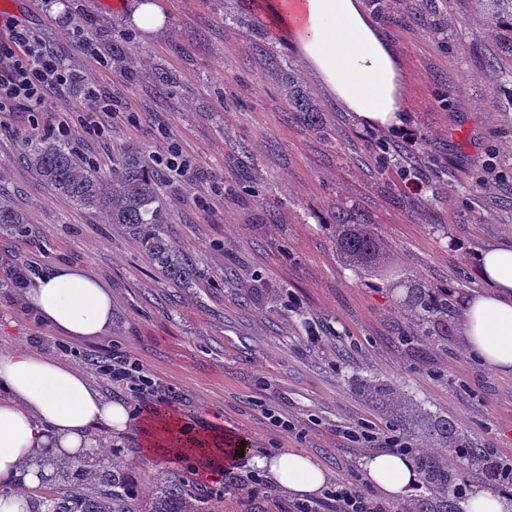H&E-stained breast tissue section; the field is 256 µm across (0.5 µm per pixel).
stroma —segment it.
Segmentation results:
<instances>
[{"instance_id":"obj_1","label":"stroma","mask_w":512,"mask_h":512,"mask_svg":"<svg viewBox=\"0 0 512 512\" xmlns=\"http://www.w3.org/2000/svg\"><path fill=\"white\" fill-rule=\"evenodd\" d=\"M167 23L147 35L123 9L101 0H13L11 17L38 31L67 62L86 57L72 29L101 30L97 46H119L136 62L129 79L89 64L101 93L120 95L115 113H87L65 93L44 109L0 113V193L33 228L30 240L0 238V262H22L28 277L59 264L90 271L112 291L111 331L75 341L43 323L24 294L0 288V351L29 348L82 365L90 354L140 360L155 392L115 393L135 415L174 411L206 429L210 447L244 439L251 455L301 448L328 470L330 482L357 484L387 512H410L433 495L419 483L392 500L371 485L363 464L378 443L351 430L390 435L389 418L368 404L354 378L388 380L431 416L456 423L471 447L512 463V374L491 371L466 350L460 303L481 291L480 251L512 238V68L487 69L496 48L471 0H401L394 17H376L398 51L405 128L420 134L422 189H407L396 168L382 169L374 139L400 146L389 129L363 122L327 94L287 34L271 37L268 0H160ZM241 17L225 23V13ZM450 24L447 35L430 27ZM288 57L301 88L323 111L330 141L288 104L266 55ZM173 78L158 92L155 77ZM67 121V142L102 169L126 152L146 156L179 143L196 178H162L171 210L165 231L204 269L176 288L139 244L100 217L52 194L22 157V143L48 137ZM345 209L374 225L392 273L364 272L336 250L332 216ZM236 275L226 279L225 269ZM448 292V328L434 343L399 342L412 327L399 284ZM291 423L281 431L276 419ZM129 473L143 489L183 479L201 497L223 490L215 512H286L296 495L267 482V497L247 486L207 479L200 462L174 467L144 460Z\"/></svg>"}]
</instances>
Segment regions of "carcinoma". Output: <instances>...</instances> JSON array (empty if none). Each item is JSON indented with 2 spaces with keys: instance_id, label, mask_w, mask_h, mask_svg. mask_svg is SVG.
Returning <instances> with one entry per match:
<instances>
[{
  "instance_id": "1",
  "label": "carcinoma",
  "mask_w": 512,
  "mask_h": 512,
  "mask_svg": "<svg viewBox=\"0 0 512 512\" xmlns=\"http://www.w3.org/2000/svg\"><path fill=\"white\" fill-rule=\"evenodd\" d=\"M479 18L497 54L490 65L512 63V0H475ZM268 66L280 76L288 96V111L302 115L308 125L325 131L321 108L298 84L290 61L268 58ZM23 157L58 197L76 207L106 218L133 238L153 266L169 282L186 286L203 276V271L189 256L177 251L164 230L167 223L160 180L152 162L137 154H126L104 173L95 162L75 153L60 139H33L25 143ZM352 216L336 211V250L364 266L377 261L384 244L368 224H354ZM32 228L24 213L6 196L0 195V236L24 241ZM403 303L413 322V336L425 332L428 325H444L448 295L431 287L418 285L406 289ZM357 389L371 403L385 408L392 425L410 435L420 434L435 443L443 455L470 458L471 466L486 467V475L501 483L499 466L488 464L486 454L468 447L458 427L446 419L424 420L418 408L395 386L376 377L358 380ZM426 476L438 493L437 501L422 502L417 512H448V471L432 458L425 462ZM62 483L69 488L63 498H51L55 512H212L209 501L187 492L181 481L162 478L146 496L129 477L123 464V449H112V468L98 470L89 477L86 469L68 466Z\"/></svg>"
}]
</instances>
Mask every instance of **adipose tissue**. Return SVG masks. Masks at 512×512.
I'll return each instance as SVG.
<instances>
[{
  "instance_id": "1",
  "label": "adipose tissue",
  "mask_w": 512,
  "mask_h": 512,
  "mask_svg": "<svg viewBox=\"0 0 512 512\" xmlns=\"http://www.w3.org/2000/svg\"><path fill=\"white\" fill-rule=\"evenodd\" d=\"M293 47L336 102L374 127L404 126L403 80L397 58L362 0H275ZM477 277L484 292L464 298V342L489 368L512 373V243L478 255ZM46 323L73 338L100 336L112 328V293L87 271L59 267L37 277L26 295ZM141 433V457L175 462L194 457L215 476L223 457L239 458L245 444L220 451L205 438H182L175 415L134 417L126 404L107 400L73 365L16 349L0 352V512H28L31 488L62 463L99 457L98 434ZM256 467L289 491L318 492L327 481L321 463L299 448L257 456ZM371 483L405 497L418 484L414 463L378 452L365 463Z\"/></svg>"
}]
</instances>
